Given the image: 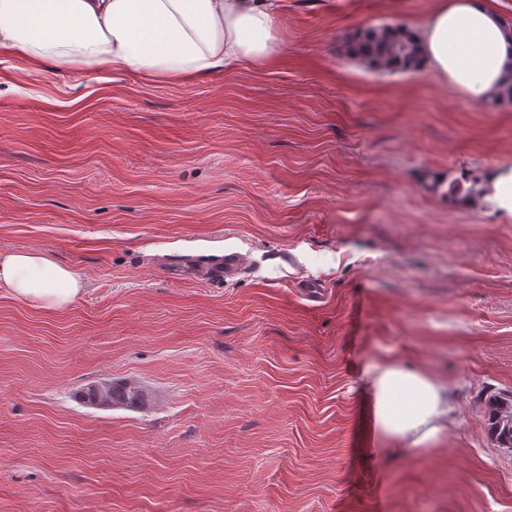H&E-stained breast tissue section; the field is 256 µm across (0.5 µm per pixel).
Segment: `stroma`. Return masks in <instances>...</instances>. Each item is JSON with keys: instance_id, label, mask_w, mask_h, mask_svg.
I'll list each match as a JSON object with an SVG mask.
<instances>
[{"instance_id": "35a3bbf8", "label": "stroma", "mask_w": 512, "mask_h": 512, "mask_svg": "<svg viewBox=\"0 0 512 512\" xmlns=\"http://www.w3.org/2000/svg\"><path fill=\"white\" fill-rule=\"evenodd\" d=\"M439 3L284 0L274 66L187 81L0 56V251L86 283L0 288V512H512V217L431 188L512 170V103L341 52ZM385 360L447 389L434 445L373 429ZM123 381L145 405L79 396ZM38 307L67 308L83 288L81 277L45 255L26 250L0 253V288ZM488 433L501 448H512V393L494 396L488 403Z\"/></svg>"}]
</instances>
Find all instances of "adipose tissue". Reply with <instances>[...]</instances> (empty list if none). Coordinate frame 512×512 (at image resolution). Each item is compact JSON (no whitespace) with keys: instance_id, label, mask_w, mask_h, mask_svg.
<instances>
[{"instance_id":"1","label":"adipose tissue","mask_w":512,"mask_h":512,"mask_svg":"<svg viewBox=\"0 0 512 512\" xmlns=\"http://www.w3.org/2000/svg\"><path fill=\"white\" fill-rule=\"evenodd\" d=\"M278 0H0V53L149 77L192 79L240 61L273 63L280 50ZM427 67L475 102L498 90L512 65V34L490 0H443L420 27ZM0 287L50 310L67 308L83 282L26 250L0 253ZM364 387L378 435L431 446L450 403L444 386L392 361L373 364Z\"/></svg>"}]
</instances>
